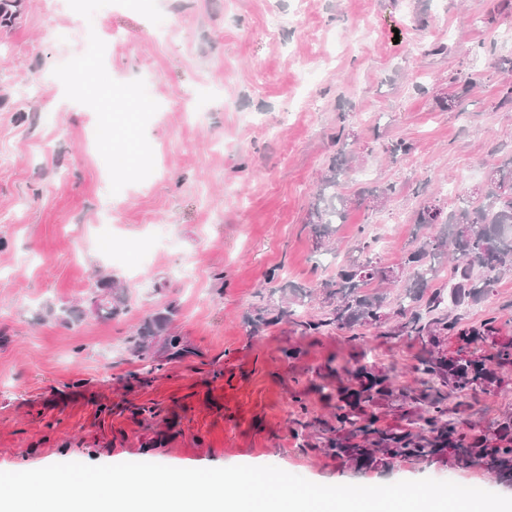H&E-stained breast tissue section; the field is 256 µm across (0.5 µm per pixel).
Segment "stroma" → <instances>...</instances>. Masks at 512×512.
Returning a JSON list of instances; mask_svg holds the SVG:
<instances>
[{
	"instance_id": "1",
	"label": "stroma",
	"mask_w": 512,
	"mask_h": 512,
	"mask_svg": "<svg viewBox=\"0 0 512 512\" xmlns=\"http://www.w3.org/2000/svg\"><path fill=\"white\" fill-rule=\"evenodd\" d=\"M0 16V471L42 463L273 465L326 485L432 478L512 496L487 470L342 468L297 448L291 378L350 357L363 336L401 383L421 351L393 323L302 335L294 318L252 331L254 307L317 314L318 285L388 230L379 282L405 296L401 261L426 234L415 213L476 198L512 155V0H105L87 17L54 0ZM66 69L80 82L60 81ZM111 128L110 142L92 133ZM412 145L390 157L395 141ZM341 157L343 223L307 214ZM392 186L385 205L370 191ZM112 238L111 250L98 243ZM125 310L95 315V282ZM171 315L186 350L145 373L128 339ZM498 316L512 338V271L463 327ZM300 348L289 366L286 350ZM234 396L225 407V393ZM462 419L512 410V374ZM154 404L166 422L133 412Z\"/></svg>"
}]
</instances>
